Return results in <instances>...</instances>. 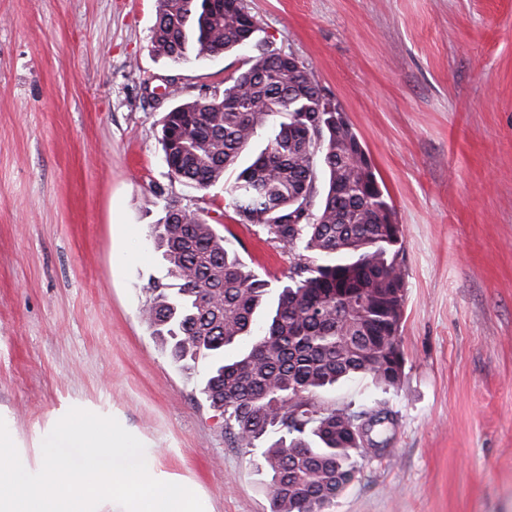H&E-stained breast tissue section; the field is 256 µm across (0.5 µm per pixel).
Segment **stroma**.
Wrapping results in <instances>:
<instances>
[{
  "label": "stroma",
  "mask_w": 512,
  "mask_h": 512,
  "mask_svg": "<svg viewBox=\"0 0 512 512\" xmlns=\"http://www.w3.org/2000/svg\"><path fill=\"white\" fill-rule=\"evenodd\" d=\"M258 36L340 104L403 232L404 375L320 391L392 412L326 512H512V0H244ZM156 0H0V419L35 453L76 406L160 450L209 512H271L256 472L142 318L171 287L165 201L217 221L259 273L291 257L223 186L171 179L172 105L222 95L244 51L176 65Z\"/></svg>",
  "instance_id": "35a3bbf8"
}]
</instances>
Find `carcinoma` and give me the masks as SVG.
Listing matches in <instances>:
<instances>
[{
	"label": "carcinoma",
	"mask_w": 512,
	"mask_h": 512,
	"mask_svg": "<svg viewBox=\"0 0 512 512\" xmlns=\"http://www.w3.org/2000/svg\"><path fill=\"white\" fill-rule=\"evenodd\" d=\"M243 0H157L151 51L174 63L251 50L220 96L182 102L164 117L162 149L171 177L195 189L224 183L242 224L258 226L293 257L288 283L261 326L271 281L248 268L212 224L166 203L155 237L178 282L143 310L172 361L204 362L201 389L224 415L225 432L263 459L271 512H325L356 478L365 452L355 424L370 411L336 408L316 394L341 379L369 376L397 390L405 270L393 220L346 113L324 110L305 68L249 36ZM266 147L238 167L260 129ZM245 337L230 361L224 349Z\"/></svg>",
	"instance_id": "carcinoma-1"
}]
</instances>
